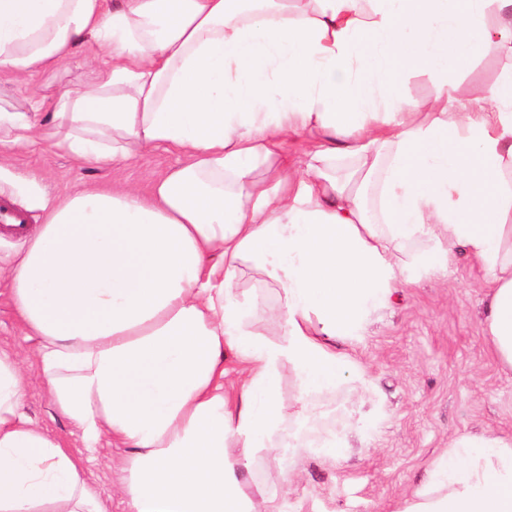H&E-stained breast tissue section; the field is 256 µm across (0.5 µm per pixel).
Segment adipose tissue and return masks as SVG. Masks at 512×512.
<instances>
[{
	"label": "adipose tissue",
	"mask_w": 512,
	"mask_h": 512,
	"mask_svg": "<svg viewBox=\"0 0 512 512\" xmlns=\"http://www.w3.org/2000/svg\"><path fill=\"white\" fill-rule=\"evenodd\" d=\"M93 45L95 80L48 127L0 106V137L80 165L158 147L182 162L145 194L66 193L10 278L55 408L86 448L125 449L127 512H284L246 490L276 438L314 450L287 430L282 367L317 419L320 396L365 377L343 343L454 252L485 274L484 329L512 369V70L477 96L449 79L512 51V0H0V78ZM420 70L425 110L400 87ZM247 268L278 289L277 339L251 327ZM24 396L0 354V512H107ZM403 512H512V437L453 438Z\"/></svg>",
	"instance_id": "ef3b65f1"
}]
</instances>
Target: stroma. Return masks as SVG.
Segmentation results:
<instances>
[{
  "label": "stroma",
  "mask_w": 512,
  "mask_h": 512,
  "mask_svg": "<svg viewBox=\"0 0 512 512\" xmlns=\"http://www.w3.org/2000/svg\"><path fill=\"white\" fill-rule=\"evenodd\" d=\"M103 59L102 51L91 50L39 76L2 80L0 104L20 112L36 102L50 107L61 93L80 90ZM511 68L512 53H481L457 81L463 93L476 94ZM178 163L176 154L152 148L110 166L78 168L64 148L49 142L26 148L0 143V196L30 215L27 236L0 234V352L24 364L23 414L72 450L83 449L81 433L55 410L44 388L36 342L14 311L10 271L28 235L65 192L85 184L146 192ZM238 293L258 304L253 329L277 339L281 314L274 288L249 270ZM486 293L481 270L461 253L443 274L399 288L389 306L371 316L362 336L344 345L365 370L368 387L350 380L323 400L318 434L347 431L343 460L307 453L289 470L279 452L263 451L254 460L253 489L283 496L288 512H400L430 461L455 436L491 430L512 437V371L502 368L484 338ZM123 454L105 437L86 464L87 482L110 512H124L118 494Z\"/></svg>",
  "instance_id": "1"
}]
</instances>
